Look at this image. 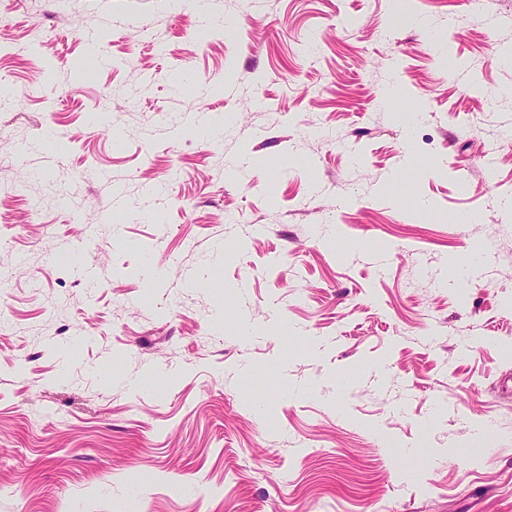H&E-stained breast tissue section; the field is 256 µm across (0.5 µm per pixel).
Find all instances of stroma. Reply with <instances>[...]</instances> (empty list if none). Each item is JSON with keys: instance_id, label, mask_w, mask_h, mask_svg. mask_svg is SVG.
<instances>
[{"instance_id": "stroma-1", "label": "stroma", "mask_w": 512, "mask_h": 512, "mask_svg": "<svg viewBox=\"0 0 512 512\" xmlns=\"http://www.w3.org/2000/svg\"><path fill=\"white\" fill-rule=\"evenodd\" d=\"M0 512H512V0H0Z\"/></svg>"}]
</instances>
